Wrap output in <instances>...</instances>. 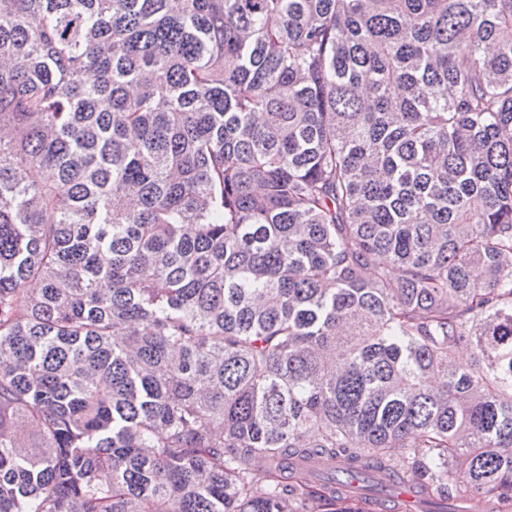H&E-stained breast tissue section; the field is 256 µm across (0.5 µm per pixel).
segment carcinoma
Instances as JSON below:
<instances>
[{
	"label": "carcinoma",
	"mask_w": 512,
	"mask_h": 512,
	"mask_svg": "<svg viewBox=\"0 0 512 512\" xmlns=\"http://www.w3.org/2000/svg\"><path fill=\"white\" fill-rule=\"evenodd\" d=\"M511 256L512 0H0V512H512Z\"/></svg>",
	"instance_id": "1"
}]
</instances>
